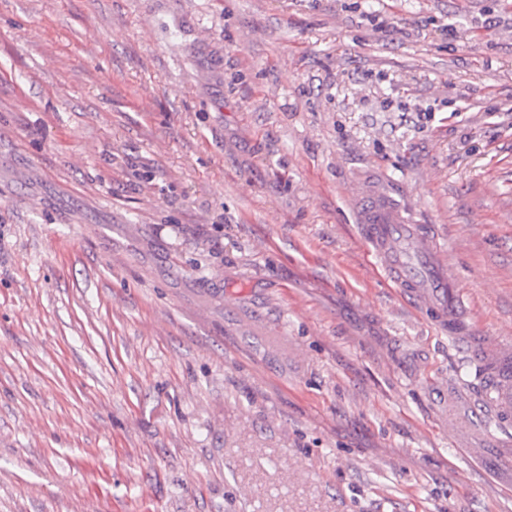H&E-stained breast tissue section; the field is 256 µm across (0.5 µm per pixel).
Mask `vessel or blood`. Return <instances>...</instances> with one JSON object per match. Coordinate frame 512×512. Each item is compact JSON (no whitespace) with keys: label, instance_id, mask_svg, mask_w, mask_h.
Wrapping results in <instances>:
<instances>
[{"label":"vessel or blood","instance_id":"vessel-or-blood-1","mask_svg":"<svg viewBox=\"0 0 512 512\" xmlns=\"http://www.w3.org/2000/svg\"><path fill=\"white\" fill-rule=\"evenodd\" d=\"M369 252L394 287L428 313L436 328L469 337L467 352L484 369L481 401L496 418L512 417V345H485L464 321L472 304L452 274L448 251L432 228L404 218L396 210L371 201L360 226Z\"/></svg>","mask_w":512,"mask_h":512}]
</instances>
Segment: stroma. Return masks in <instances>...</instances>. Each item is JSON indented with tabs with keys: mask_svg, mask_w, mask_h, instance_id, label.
I'll use <instances>...</instances> for the list:
<instances>
[{
	"mask_svg": "<svg viewBox=\"0 0 512 512\" xmlns=\"http://www.w3.org/2000/svg\"><path fill=\"white\" fill-rule=\"evenodd\" d=\"M365 187L512 342V0H0V512H512Z\"/></svg>",
	"mask_w": 512,
	"mask_h": 512,
	"instance_id": "35a3bbf8",
	"label": "stroma"
}]
</instances>
